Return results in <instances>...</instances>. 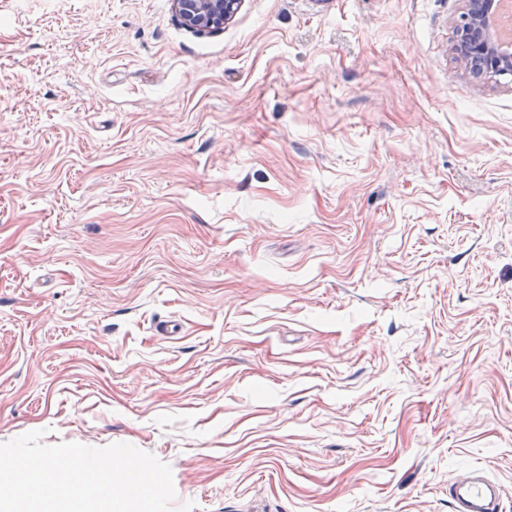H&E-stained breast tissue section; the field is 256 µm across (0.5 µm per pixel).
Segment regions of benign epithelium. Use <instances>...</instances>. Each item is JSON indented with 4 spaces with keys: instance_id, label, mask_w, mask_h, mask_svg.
I'll return each instance as SVG.
<instances>
[{
    "instance_id": "1",
    "label": "benign epithelium",
    "mask_w": 512,
    "mask_h": 512,
    "mask_svg": "<svg viewBox=\"0 0 512 512\" xmlns=\"http://www.w3.org/2000/svg\"><path fill=\"white\" fill-rule=\"evenodd\" d=\"M242 3L243 0H173L181 24L197 32L224 28ZM464 4L469 31L464 43L456 44L454 51L465 73L474 79L511 75L512 51L500 49L491 38L495 0H464Z\"/></svg>"
}]
</instances>
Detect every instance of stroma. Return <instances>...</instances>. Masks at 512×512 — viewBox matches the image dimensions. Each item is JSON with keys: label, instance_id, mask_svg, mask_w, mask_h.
<instances>
[{"label": "stroma", "instance_id": "35a3bbf8", "mask_svg": "<svg viewBox=\"0 0 512 512\" xmlns=\"http://www.w3.org/2000/svg\"><path fill=\"white\" fill-rule=\"evenodd\" d=\"M463 0H0V442L193 512H512V76ZM181 24L197 32L224 28L239 11L243 0H173ZM495 0H465L464 12L469 22L468 35L464 43H457L454 51L460 59L465 73L474 79L485 76H510L512 73V51H504L512 38V4L502 1L496 5L497 34L491 38L490 20L495 9ZM499 46V47H497ZM449 494L456 512H495L499 506V488L476 473L453 482Z\"/></svg>", "mask_w": 512, "mask_h": 512}]
</instances>
